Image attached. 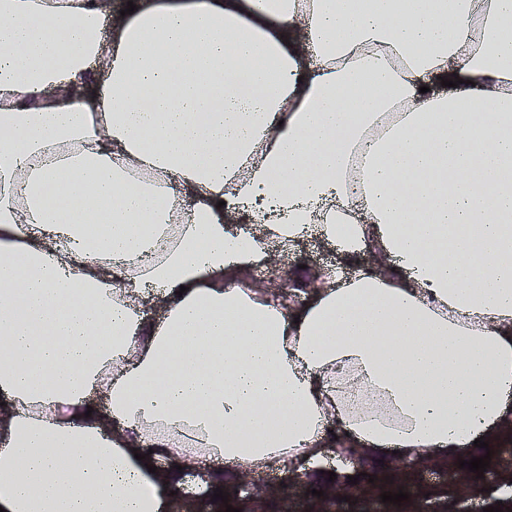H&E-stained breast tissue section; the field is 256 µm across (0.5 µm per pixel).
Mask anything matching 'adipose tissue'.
Returning <instances> with one entry per match:
<instances>
[{
    "instance_id": "obj_1",
    "label": "adipose tissue",
    "mask_w": 512,
    "mask_h": 512,
    "mask_svg": "<svg viewBox=\"0 0 512 512\" xmlns=\"http://www.w3.org/2000/svg\"><path fill=\"white\" fill-rule=\"evenodd\" d=\"M105 17L0 0V512H173L205 465L307 482L338 443L387 467L499 436L512 0ZM313 233L390 265L249 281Z\"/></svg>"
}]
</instances>
